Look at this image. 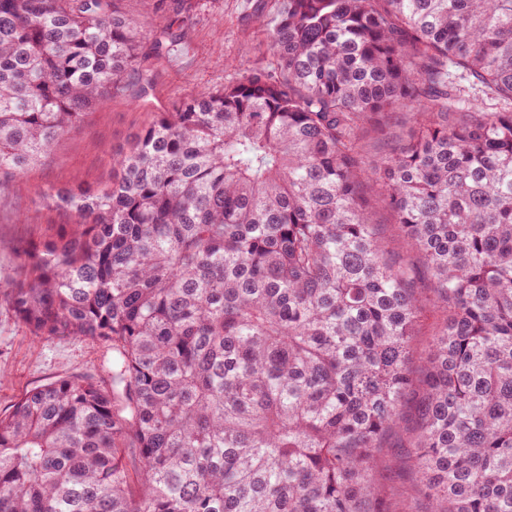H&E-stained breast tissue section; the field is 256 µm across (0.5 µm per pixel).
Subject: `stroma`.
<instances>
[{
  "label": "stroma",
  "instance_id": "35a3bbf8",
  "mask_svg": "<svg viewBox=\"0 0 512 512\" xmlns=\"http://www.w3.org/2000/svg\"><path fill=\"white\" fill-rule=\"evenodd\" d=\"M174 31L177 43L158 58L153 79L136 97L115 95L91 111L78 130L60 139L44 162L7 185L0 197V413L33 387L61 377L110 380L112 349L82 336L33 342L9 305L22 275L17 247L45 235L49 225L71 223L69 213L45 205L42 189L104 186L112 157L129 150L158 113L202 90H218L248 69L271 60L254 23L271 0H187Z\"/></svg>",
  "mask_w": 512,
  "mask_h": 512
}]
</instances>
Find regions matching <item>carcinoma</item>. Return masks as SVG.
<instances>
[{
  "mask_svg": "<svg viewBox=\"0 0 512 512\" xmlns=\"http://www.w3.org/2000/svg\"><path fill=\"white\" fill-rule=\"evenodd\" d=\"M149 24L0 0V196L150 81L176 35L145 54ZM256 26L269 66L160 113L112 183L41 191L74 222L20 246L10 305L111 345L112 386L0 414V512H512V0H273ZM373 218L379 222L380 224H386L384 230L385 240L388 243L390 249L395 252L402 253L404 251V242L398 236L396 227L392 223V216L390 211L383 207L379 206L375 209Z\"/></svg>",
  "mask_w": 512,
  "mask_h": 512,
  "instance_id": "obj_1",
  "label": "carcinoma"
}]
</instances>
